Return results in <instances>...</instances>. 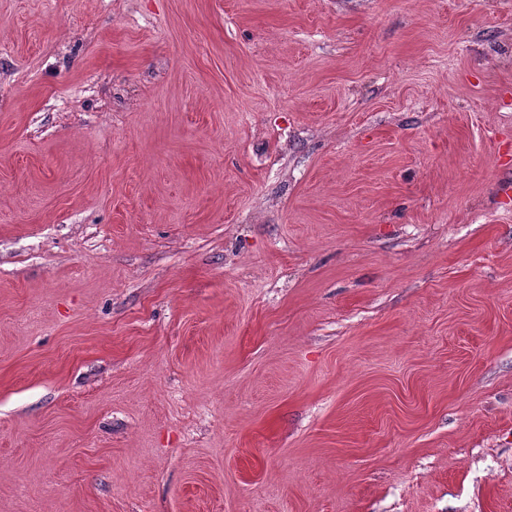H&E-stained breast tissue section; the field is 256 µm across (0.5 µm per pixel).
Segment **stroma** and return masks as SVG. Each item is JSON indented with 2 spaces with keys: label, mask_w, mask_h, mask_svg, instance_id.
Instances as JSON below:
<instances>
[{
  "label": "stroma",
  "mask_w": 512,
  "mask_h": 512,
  "mask_svg": "<svg viewBox=\"0 0 512 512\" xmlns=\"http://www.w3.org/2000/svg\"><path fill=\"white\" fill-rule=\"evenodd\" d=\"M512 0H0V512H512Z\"/></svg>",
  "instance_id": "obj_1"
}]
</instances>
